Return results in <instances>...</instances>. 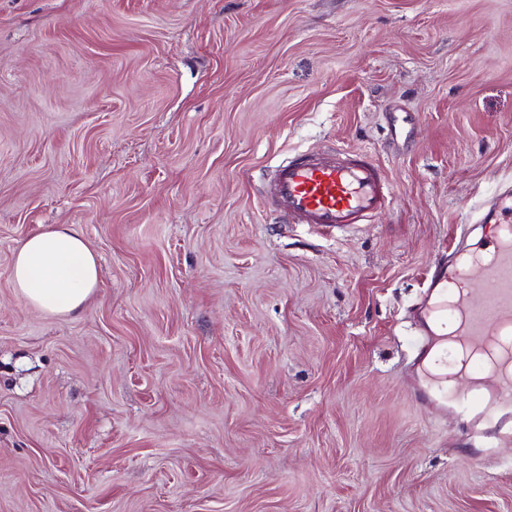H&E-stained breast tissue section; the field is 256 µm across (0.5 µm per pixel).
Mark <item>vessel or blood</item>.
I'll return each instance as SVG.
<instances>
[{"label": "vessel or blood", "mask_w": 512, "mask_h": 512, "mask_svg": "<svg viewBox=\"0 0 512 512\" xmlns=\"http://www.w3.org/2000/svg\"><path fill=\"white\" fill-rule=\"evenodd\" d=\"M267 198L289 223L337 230L370 221L392 201L375 159L335 148L298 153L280 164ZM475 213V224L461 226L447 262L437 266L416 313L421 339L414 365L438 348L448 356L449 370L434 382L416 381L415 399L512 440V347L491 359L485 354L493 342L512 336V188L476 206ZM477 227L489 232L478 252L468 244ZM473 284L483 289V306L471 299Z\"/></svg>", "instance_id": "vessel-or-blood-1"}]
</instances>
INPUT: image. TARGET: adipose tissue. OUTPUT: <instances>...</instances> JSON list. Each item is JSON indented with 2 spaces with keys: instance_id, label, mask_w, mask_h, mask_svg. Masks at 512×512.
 <instances>
[{
  "instance_id": "obj_1",
  "label": "adipose tissue",
  "mask_w": 512,
  "mask_h": 512,
  "mask_svg": "<svg viewBox=\"0 0 512 512\" xmlns=\"http://www.w3.org/2000/svg\"><path fill=\"white\" fill-rule=\"evenodd\" d=\"M9 278L28 306L48 315L71 316L93 296L99 262L78 228L50 224L19 243Z\"/></svg>"
}]
</instances>
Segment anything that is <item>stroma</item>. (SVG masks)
Segmentation results:
<instances>
[{
	"label": "stroma",
	"mask_w": 512,
	"mask_h": 512,
	"mask_svg": "<svg viewBox=\"0 0 512 512\" xmlns=\"http://www.w3.org/2000/svg\"><path fill=\"white\" fill-rule=\"evenodd\" d=\"M393 194L326 234L295 151ZM512 183V0H0V512H512V444L412 397V310ZM72 224L75 316L13 252ZM268 200L288 217L289 224L343 229L366 224L392 201L382 166L356 150L330 148L297 153L280 164ZM9 278L28 306L48 315L72 316L93 296L99 262L74 225L48 224L19 243Z\"/></svg>",
	"instance_id": "stroma-1"
}]
</instances>
